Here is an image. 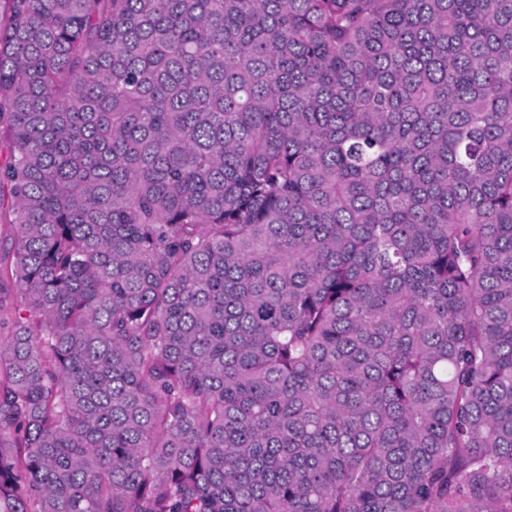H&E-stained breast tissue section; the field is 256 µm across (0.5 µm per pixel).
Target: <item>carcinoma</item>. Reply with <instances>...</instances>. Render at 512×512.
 <instances>
[{"label":"carcinoma","mask_w":512,"mask_h":512,"mask_svg":"<svg viewBox=\"0 0 512 512\" xmlns=\"http://www.w3.org/2000/svg\"><path fill=\"white\" fill-rule=\"evenodd\" d=\"M0 512H512V0H6ZM15 203L8 188L0 186V271L7 269L10 261L12 246V233L9 224H12L15 215Z\"/></svg>","instance_id":"obj_1"}]
</instances>
